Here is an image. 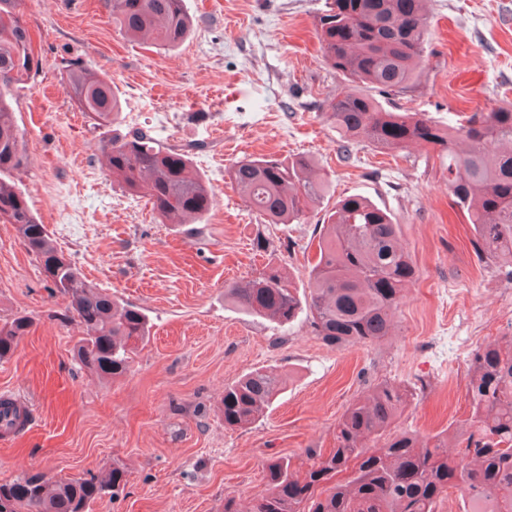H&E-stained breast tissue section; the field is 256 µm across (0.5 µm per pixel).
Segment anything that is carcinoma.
<instances>
[{
	"mask_svg": "<svg viewBox=\"0 0 512 512\" xmlns=\"http://www.w3.org/2000/svg\"><path fill=\"white\" fill-rule=\"evenodd\" d=\"M426 0H332L319 17L316 35L326 62L349 86L327 104V117L342 138L382 150L411 144L431 147L443 162L453 205L468 214L474 254L481 264L512 277V105L476 112L466 123L440 126L420 112H394L373 96L409 87L430 34ZM123 35L159 49L188 39L192 21L183 0H100ZM18 0H0V174L23 168L27 157L6 92L39 71ZM65 89L80 111L103 129L121 112L105 72L77 60L63 64ZM112 177L127 191L148 180L152 209L173 224L202 220L213 197L193 168L190 150L159 143L138 129L104 141ZM312 160L246 158L229 179L267 224H290L327 192L310 179ZM0 220L15 226L35 257L47 287L66 301L64 316L89 333L74 347L80 367L104 379L125 375L131 354L148 342L150 322L138 308L89 282L52 243L24 193L0 180ZM400 226L367 199L351 195L336 202L323 225L318 259L309 273V294L300 299L274 265L224 289L248 313L280 326L307 310L314 335L336 348L374 343L388 335L390 317L417 269L399 244ZM32 321L17 315L0 323V360L10 358ZM283 379L259 368L224 389V426L255 423L282 389ZM469 415L464 432L422 436L391 430L408 394L382 383L353 402L336 423V448L327 456L308 450L302 473L288 457L265 462L267 492L250 512H437L449 491L461 492L464 512H512V336L479 348L467 376ZM119 462L81 480L44 478L23 472L0 483V512H88L127 486Z\"/></svg>",
	"mask_w": 512,
	"mask_h": 512,
	"instance_id": "cac0c4a2",
	"label": "carcinoma"
}]
</instances>
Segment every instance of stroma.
I'll list each match as a JSON object with an SVG mask.
<instances>
[{"mask_svg":"<svg viewBox=\"0 0 512 512\" xmlns=\"http://www.w3.org/2000/svg\"><path fill=\"white\" fill-rule=\"evenodd\" d=\"M184 7L193 33L164 50L120 35L99 0L20 6L41 67L11 98L28 157L12 180L54 245L151 324L125 376L112 382L80 370L72 350L84 328L63 318L64 301L46 288L13 225L0 222V319L33 322L0 361V395L30 414L25 430L0 437V482L24 471L73 479L123 463L124 496L103 497L90 512H221L228 496L250 512L266 488L267 458L307 468V449L335 448L347 406L380 383L410 395L396 426L460 432L475 351L512 335V278L478 263L472 226L452 206L435 152L359 143L342 155L325 105L346 81L315 31L327 0ZM427 12L422 69L382 104L445 126L512 102V0H428ZM65 58L111 77L122 111L109 130L93 128L68 97ZM138 128L191 147L215 199L202 223H164L147 196L113 180L101 141ZM302 153L328 194L300 222L263 223L228 167ZM356 194L390 213L418 269L389 336L337 349L314 336L306 314L280 327L225 301L227 284L270 263L307 295L325 218L337 199ZM262 367L283 376L281 394L250 428H225V387Z\"/></svg>","mask_w":512,"mask_h":512,"instance_id":"stroma-1","label":"stroma"}]
</instances>
